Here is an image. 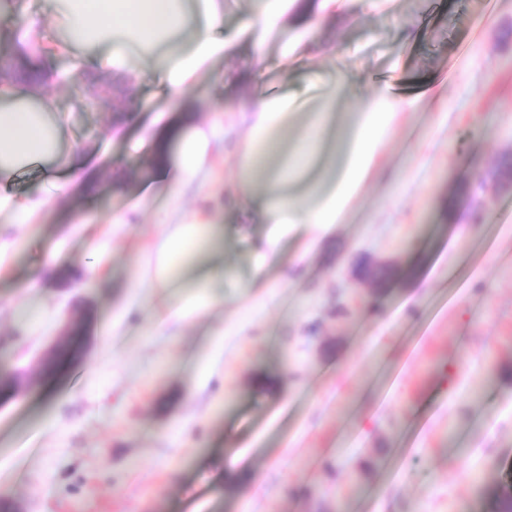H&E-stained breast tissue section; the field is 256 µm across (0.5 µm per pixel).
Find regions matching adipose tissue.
<instances>
[{
  "instance_id": "adipose-tissue-1",
  "label": "adipose tissue",
  "mask_w": 512,
  "mask_h": 512,
  "mask_svg": "<svg viewBox=\"0 0 512 512\" xmlns=\"http://www.w3.org/2000/svg\"><path fill=\"white\" fill-rule=\"evenodd\" d=\"M72 37L99 47L92 63L112 71L127 84H138L140 74L129 66L132 55H149L189 32L190 49L171 53L157 71V82L172 107H180L188 81L209 60L231 57L235 38L220 36L223 0H54ZM284 0H255V9L243 25L255 47L286 23ZM356 81L350 68H343L336 85L311 113L302 132L290 124L291 103L284 95L250 96L225 105L221 122L208 126L194 112L182 110L180 147L176 155L161 152L154 163L169 199L163 223L165 230L145 258V281L151 288L178 287L184 266L197 255L222 247L223 213L226 204L240 206L253 224L269 225L270 231L256 248V266L282 261V244L299 228L314 236L326 235L336 224L356 189L367 178L375 154L399 112L414 103L394 96L381 86L355 100V122L350 134L337 135L343 155L339 168L324 181H308L328 134L334 133L337 104ZM28 86L0 82V100L13 101V108L0 110V178L45 162L71 173L72 181L85 184L70 153L61 146V123L52 98L38 106L23 105ZM239 137L233 157V176L222 195L208 198L200 208L183 211L182 198L196 193L210 178V159L224 149L226 133ZM335 134V133H334ZM224 278L223 266L201 268L195 277L196 292L157 316L158 325L182 322L190 316L223 304V297L210 289Z\"/></svg>"
}]
</instances>
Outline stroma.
<instances>
[{"instance_id": "obj_1", "label": "stroma", "mask_w": 512, "mask_h": 512, "mask_svg": "<svg viewBox=\"0 0 512 512\" xmlns=\"http://www.w3.org/2000/svg\"><path fill=\"white\" fill-rule=\"evenodd\" d=\"M223 2L237 50L211 64L229 72L223 96L204 71L188 86L202 122L257 88L240 32L254 0ZM297 14L266 44L287 68L258 88L304 113L347 65L363 88L388 83L418 106L398 114L342 223L302 261L269 265L266 287L252 285L266 225L225 212L223 305L160 330L150 318L169 295L139 279L168 201L137 206L156 145L178 149L180 115L148 68L143 111L117 124L125 89L110 73L71 84L83 52L51 59L43 91L65 115L62 146L98 189L56 192L31 224L0 215L15 244L0 273V372L24 382L0 399V498L24 512H495L512 471V182L493 177L512 155V0H340L313 40ZM20 28L49 42L61 30L44 0L0 14V42ZM151 122L155 137L131 151ZM362 257L395 267L386 289L356 274ZM46 261L87 274L31 282ZM87 303L93 342L36 375ZM234 467L256 481L226 482Z\"/></svg>"}]
</instances>
